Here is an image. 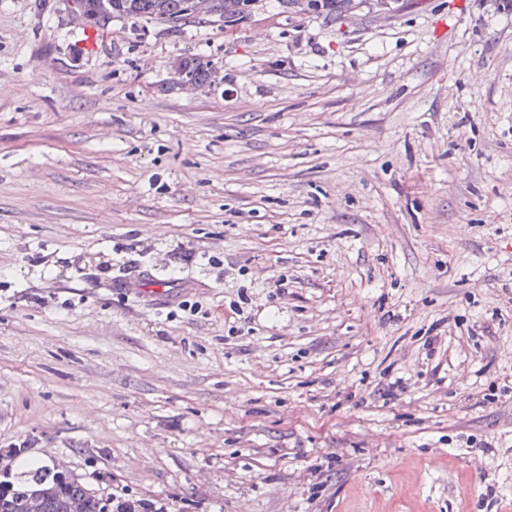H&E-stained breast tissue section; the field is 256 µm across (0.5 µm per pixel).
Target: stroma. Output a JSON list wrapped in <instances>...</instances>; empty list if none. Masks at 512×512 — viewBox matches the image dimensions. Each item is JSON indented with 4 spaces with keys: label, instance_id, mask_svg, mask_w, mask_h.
Returning a JSON list of instances; mask_svg holds the SVG:
<instances>
[{
    "label": "stroma",
    "instance_id": "stroma-1",
    "mask_svg": "<svg viewBox=\"0 0 512 512\" xmlns=\"http://www.w3.org/2000/svg\"><path fill=\"white\" fill-rule=\"evenodd\" d=\"M306 2L0 0V459L170 512H512V9ZM175 267L189 310L114 289ZM244 0H80L77 15L98 29H105L115 18L152 20L170 27L189 10L192 15L181 20L228 25L236 22L244 13ZM171 28V27H170ZM176 85L180 88H200L216 77L211 60L200 56H185L174 65Z\"/></svg>",
    "mask_w": 512,
    "mask_h": 512
}]
</instances>
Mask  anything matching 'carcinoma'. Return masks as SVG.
I'll return each mask as SVG.
<instances>
[{"label":"carcinoma","instance_id":"carcinoma-1","mask_svg":"<svg viewBox=\"0 0 512 512\" xmlns=\"http://www.w3.org/2000/svg\"><path fill=\"white\" fill-rule=\"evenodd\" d=\"M77 16L98 29L115 18L152 20L170 26L189 11L195 20L228 25L244 13V0H80ZM176 85L200 88L216 77L211 60L185 56L174 65ZM0 512H132V505L115 507L112 495H99L83 482H75L63 466L53 462L28 474H16L0 488Z\"/></svg>","mask_w":512,"mask_h":512}]
</instances>
